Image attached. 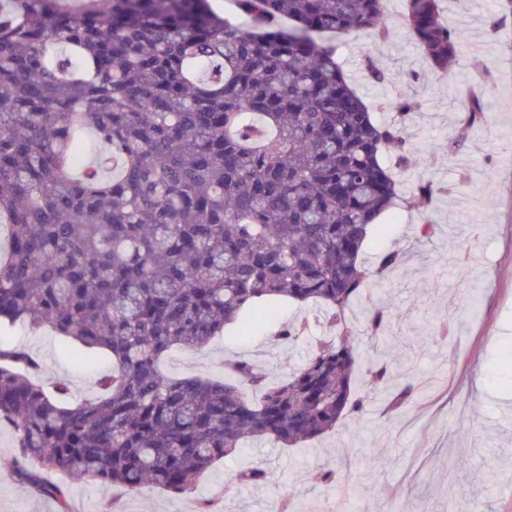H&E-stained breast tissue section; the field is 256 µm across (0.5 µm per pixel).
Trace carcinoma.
<instances>
[{
    "mask_svg": "<svg viewBox=\"0 0 512 512\" xmlns=\"http://www.w3.org/2000/svg\"><path fill=\"white\" fill-rule=\"evenodd\" d=\"M12 2L0 8V327H49L112 356L97 392L66 404V383L48 392L39 359L0 345L18 479L60 498L41 472L188 494L248 442L302 445L363 417L392 369L357 378L348 313L369 278L402 264L389 250L372 270L362 250L381 215L410 204L383 153L403 169L410 151L338 57L342 36L389 37L386 0H238L247 28L211 0ZM439 12L406 0L422 55L447 72L458 42ZM364 66L389 81L373 57ZM86 130L98 149L74 176ZM283 302L317 305L335 330L284 382L249 359L225 363L224 381L159 370L173 348L200 351L230 324L245 336ZM386 321L366 304L361 335ZM421 397L407 380L394 404Z\"/></svg>",
    "mask_w": 512,
    "mask_h": 512,
    "instance_id": "1",
    "label": "carcinoma"
}]
</instances>
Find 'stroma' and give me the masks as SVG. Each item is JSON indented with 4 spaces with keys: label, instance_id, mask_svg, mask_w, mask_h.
<instances>
[{
    "label": "stroma",
    "instance_id": "stroma-1",
    "mask_svg": "<svg viewBox=\"0 0 512 512\" xmlns=\"http://www.w3.org/2000/svg\"><path fill=\"white\" fill-rule=\"evenodd\" d=\"M404 12V0H387L390 37H349L340 53L377 121L396 120L390 106L396 96L420 104L403 123L413 165L398 176L401 190L411 192L427 179L442 188L429 211L400 208L372 232L368 262L388 250L402 251L405 262L380 291L391 315L385 334L358 340L369 357L397 363L365 417L302 446L249 443L182 496L59 473L50 480L62 487L63 498L33 493L8 466L17 436L0 427V512H196L203 499L214 501L218 512H512V427L501 423L512 414V0H451L444 7L442 19L461 43L448 75L423 58ZM494 14L501 20L493 31L488 20ZM368 53L388 71V83L368 79L362 67ZM475 59L489 78L479 96L484 112L474 122L464 89ZM463 126L466 146L449 155L448 139ZM426 217L435 233L422 239L417 226ZM319 317L316 307L288 304L251 335L219 337L200 352L172 349L162 369L170 376L220 378L225 361L245 356L280 382L325 335ZM305 318L312 326L298 343L275 342L282 323ZM0 344L36 355L42 381L66 380L65 399L72 403L94 392L112 366L105 352L86 354L54 332L22 324L0 329ZM408 377L428 388L429 397L392 409V395ZM461 456L470 461L463 472L453 467ZM256 466L266 472L263 483H236L239 470ZM329 470L339 472V481H320Z\"/></svg>",
    "mask_w": 512,
    "mask_h": 512
}]
</instances>
